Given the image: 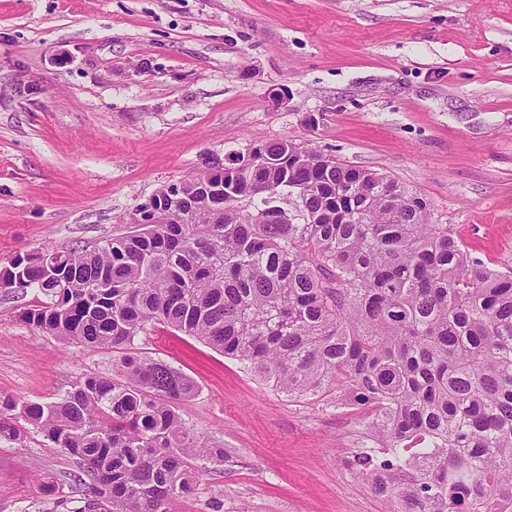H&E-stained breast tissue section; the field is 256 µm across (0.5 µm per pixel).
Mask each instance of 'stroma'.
<instances>
[{"mask_svg":"<svg viewBox=\"0 0 512 512\" xmlns=\"http://www.w3.org/2000/svg\"><path fill=\"white\" fill-rule=\"evenodd\" d=\"M279 139L390 176L512 271V0H0V268L128 233L162 185ZM41 298L0 291V399L112 372L22 320ZM134 346L195 381L182 418L224 451L172 512H387L335 393L288 397L160 324ZM82 473L35 430L1 442L0 512H71Z\"/></svg>","mask_w":512,"mask_h":512,"instance_id":"obj_1","label":"stroma"}]
</instances>
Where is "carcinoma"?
<instances>
[{"instance_id":"cac0c4a2","label":"carcinoma","mask_w":512,"mask_h":512,"mask_svg":"<svg viewBox=\"0 0 512 512\" xmlns=\"http://www.w3.org/2000/svg\"><path fill=\"white\" fill-rule=\"evenodd\" d=\"M256 149L223 199L164 203L177 222L0 269L45 297L25 322L115 353L112 375L54 402L1 400L0 441L23 439L21 418L78 457L89 486L73 512H169L224 449L182 420L194 382L133 351L159 323L290 397L336 390L387 450L347 464L389 512H512V272L387 175L288 140Z\"/></svg>"}]
</instances>
